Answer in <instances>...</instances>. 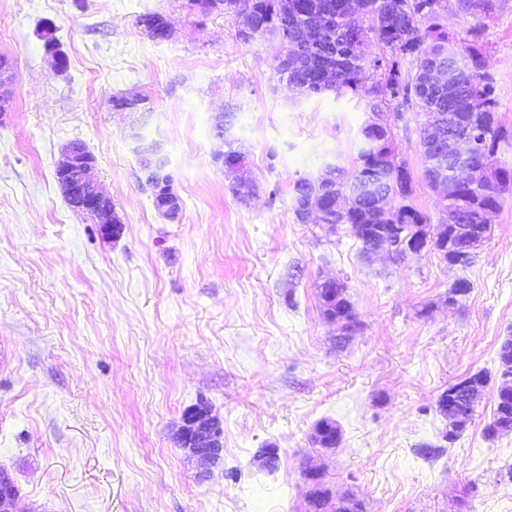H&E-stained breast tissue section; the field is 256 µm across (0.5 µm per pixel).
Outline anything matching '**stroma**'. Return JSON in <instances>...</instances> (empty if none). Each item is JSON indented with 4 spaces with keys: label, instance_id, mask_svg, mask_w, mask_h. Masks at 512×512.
Returning a JSON list of instances; mask_svg holds the SVG:
<instances>
[{
    "label": "stroma",
    "instance_id": "35a3bbf8",
    "mask_svg": "<svg viewBox=\"0 0 512 512\" xmlns=\"http://www.w3.org/2000/svg\"><path fill=\"white\" fill-rule=\"evenodd\" d=\"M169 20L149 38L140 15ZM55 27L67 60L56 72L41 36ZM233 11L195 15L189 0H0V56L12 110L0 118V468L28 512H304V463L366 512H512V433L491 436L512 336V202L492 218L463 269L427 249L366 257L349 225L304 224L294 185L327 164L357 167L362 95L295 96L268 35L242 40ZM450 37L478 32L509 138L512 0L492 18L446 14ZM137 95L145 113L114 111ZM232 115L229 141L219 113ZM412 175L406 203L443 220L423 177L416 106L384 115ZM160 141L178 220L154 207L128 137ZM123 224L102 235L55 178L70 143ZM245 155L259 187L243 200L219 153ZM342 283L359 322L346 344L322 313L318 287ZM460 277L472 289L457 305ZM487 383L452 443L437 400L474 374ZM210 411L222 452L200 464L180 442L184 413ZM341 428L331 450L316 424ZM444 446L436 459L421 445ZM275 446L267 472L253 456Z\"/></svg>",
    "mask_w": 512,
    "mask_h": 512
}]
</instances>
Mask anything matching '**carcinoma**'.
I'll return each instance as SVG.
<instances>
[{"label": "carcinoma", "instance_id": "carcinoma-1", "mask_svg": "<svg viewBox=\"0 0 512 512\" xmlns=\"http://www.w3.org/2000/svg\"><path fill=\"white\" fill-rule=\"evenodd\" d=\"M432 0H303L300 11L277 10L276 0H253L249 13L242 16L243 26L262 36L275 34L280 48L276 55L284 63L294 54L301 63L288 71V90L300 95L326 91L342 94L348 90L363 92L369 108H388L403 98L413 102L424 116L421 133L432 131L440 140L448 132L473 135L484 148L495 153L499 140L506 136L496 124V98L493 79L484 71L481 45L464 40L450 44L448 32L430 11ZM497 0H448V7L491 17ZM363 19L352 26L348 14ZM376 38L394 55H410L422 60L416 72L405 77L398 62L384 56H371L369 41ZM336 69V84L318 88L313 70ZM393 143L378 150L359 151L360 168L351 176L336 169V181L302 178L294 185V201L300 194L320 195L326 208L323 224H364L380 221L368 198L366 187L394 200L413 194V180L396 163ZM512 197V167L501 166L494 180L456 184L448 181V201L442 212L455 207L464 210V222L481 223L486 209H500ZM396 215L402 224H425L427 219L414 208L401 205Z\"/></svg>", "mask_w": 512, "mask_h": 512}]
</instances>
